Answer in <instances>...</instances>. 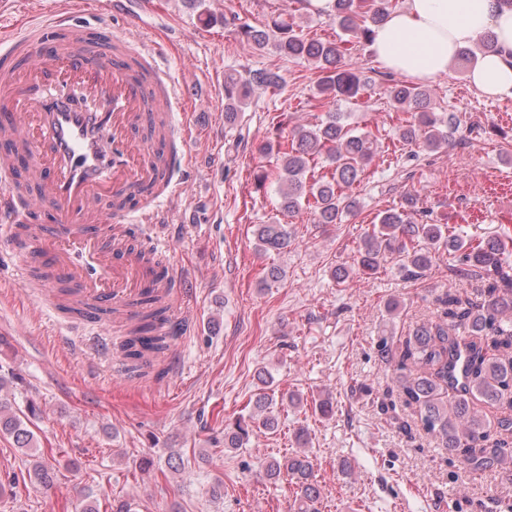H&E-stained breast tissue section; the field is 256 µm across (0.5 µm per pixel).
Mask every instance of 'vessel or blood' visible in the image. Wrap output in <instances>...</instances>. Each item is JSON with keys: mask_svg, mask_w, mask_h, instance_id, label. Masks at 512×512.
I'll return each mask as SVG.
<instances>
[{"mask_svg": "<svg viewBox=\"0 0 512 512\" xmlns=\"http://www.w3.org/2000/svg\"><path fill=\"white\" fill-rule=\"evenodd\" d=\"M108 50L117 60L107 81L98 64ZM143 52L128 33L86 31L67 20L39 24L0 45V140L20 144L23 154L0 161V249L43 268L44 301H53L62 277L77 285L84 301L121 308L133 319L153 285L148 267L129 248L134 222L154 217L177 194L173 172L188 168L190 151L187 137L167 122L156 126L151 141L134 136L148 101L159 100L168 111L178 102L176 83L145 62ZM21 56L26 65H18ZM68 84L94 101V109L77 108L57 94ZM22 160L38 173L40 194L32 205L50 204L57 216L49 234L32 228L33 244L25 248L15 236L24 221L14 203L15 168ZM142 188L149 194L135 208L100 204L104 196Z\"/></svg>", "mask_w": 512, "mask_h": 512, "instance_id": "b4317fda", "label": "vessel or blood"}]
</instances>
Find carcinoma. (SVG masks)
<instances>
[{
	"mask_svg": "<svg viewBox=\"0 0 512 512\" xmlns=\"http://www.w3.org/2000/svg\"><path fill=\"white\" fill-rule=\"evenodd\" d=\"M390 0H334L333 21L347 35L369 41L372 27L383 21ZM255 49L271 47L280 56L313 66L318 73L315 99L322 107L339 102H359L367 94V83L352 63L343 61L341 43L309 37L283 20L261 28L244 30ZM494 35L478 42L479 51L467 47L457 57L461 68L473 63L477 53L494 48ZM283 82L278 72L258 70L243 77L224 76V112L235 121L250 102L255 87L277 88ZM384 94L396 109L411 118L399 130L400 139L421 151H435L448 145L458 130L457 120L433 111L425 90L392 79ZM280 135L259 146V153L274 156L273 173L279 183V211L296 217L306 211L313 223L340 224L355 213L360 201L355 190L381 143L370 131H359L347 123V113L328 111L315 124L288 126V117L278 121ZM256 249L262 253L283 252L295 241L288 224H258L254 230ZM505 243L489 238L472 244L464 236L440 224L430 211L418 206L413 194L397 208L383 211L378 222L365 233L357 247L353 265H339L331 277L343 284L352 275L376 274L391 255H399V272L406 279L421 277L446 254L461 265L459 271L481 278L483 288L472 299L450 291L437 298L433 318L416 325L397 348L380 339L377 352L392 367V382L405 405L415 409L422 428L448 453L461 458L473 471H492L512 482V261L504 256ZM141 312L129 324L122 352L130 370L138 372L163 355L173 337L156 335L166 320L167 307L145 292ZM270 376L259 373L261 387L252 400L253 410L224 424V447L245 446L256 431L274 433L279 427L277 402L266 392ZM497 409L494 419L479 409ZM30 419L0 401V433L13 438L16 447L34 458L28 469L30 482L52 480V467L40 459ZM295 442L300 450L281 460H271L266 473L282 475L297 486L296 512H319L320 488L314 477V463L302 451L308 434L299 429Z\"/></svg>",
	"mask_w": 512,
	"mask_h": 512,
	"instance_id": "1",
	"label": "carcinoma"
}]
</instances>
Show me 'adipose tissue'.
<instances>
[{"instance_id": "1", "label": "adipose tissue", "mask_w": 512, "mask_h": 512, "mask_svg": "<svg viewBox=\"0 0 512 512\" xmlns=\"http://www.w3.org/2000/svg\"><path fill=\"white\" fill-rule=\"evenodd\" d=\"M493 33L496 50L470 67L472 86L491 98H512V5L507 0H406L375 27L374 59L399 76L433 82L448 73L460 50Z\"/></svg>"}]
</instances>
